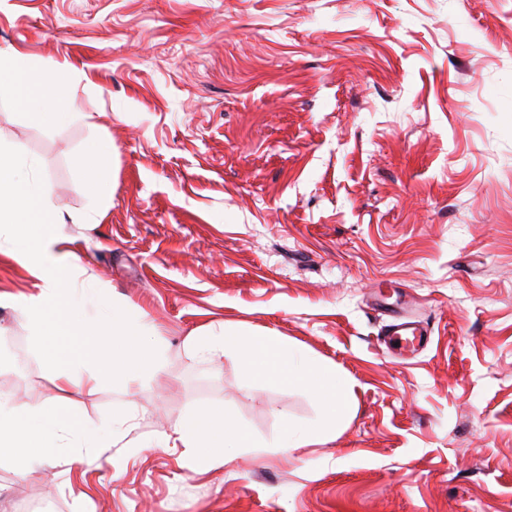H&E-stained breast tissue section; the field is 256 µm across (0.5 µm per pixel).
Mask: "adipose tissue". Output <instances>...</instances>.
Wrapping results in <instances>:
<instances>
[{"label":"adipose tissue","mask_w":512,"mask_h":512,"mask_svg":"<svg viewBox=\"0 0 512 512\" xmlns=\"http://www.w3.org/2000/svg\"><path fill=\"white\" fill-rule=\"evenodd\" d=\"M75 75L61 65L47 77L34 74L24 57L0 51V76L6 77L15 102L38 125L54 129L73 118L66 92ZM112 145L104 138L91 141L79 160L86 183L104 186L112 178ZM20 146L0 148V253L18 262L36 280L39 292L25 301L20 312L36 337L45 367L54 372L59 388L97 384L100 378L123 371L146 377L160 362L158 350L148 342V325L131 320L116 303L100 301L80 283L86 270L66 244L60 226L64 217L49 201V191L32 177ZM119 343L120 360H107V342ZM131 430L128 419L113 421L103 435L76 430L70 416L45 402L20 406L0 394V464L27 474L52 463L60 449H70L69 463L81 466L86 448H108ZM35 442L37 451L21 454L17 440Z\"/></svg>","instance_id":"adipose-tissue-1"}]
</instances>
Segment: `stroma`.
<instances>
[{"label": "stroma", "mask_w": 512, "mask_h": 512, "mask_svg": "<svg viewBox=\"0 0 512 512\" xmlns=\"http://www.w3.org/2000/svg\"><path fill=\"white\" fill-rule=\"evenodd\" d=\"M77 69L68 126L30 121L0 83V138L23 146L88 288L147 323V380L59 390L0 254V393L57 401L90 433L139 427L22 474L0 512H512V0H0V49ZM112 144L101 223L75 158ZM390 304L429 346L380 343ZM267 331L354 382L325 446L218 462L143 452L200 408L257 437L319 408L245 381L197 328Z\"/></svg>", "instance_id": "35a3bbf8"}]
</instances>
